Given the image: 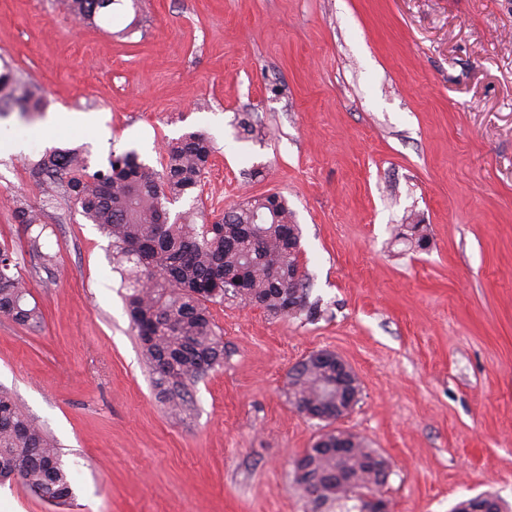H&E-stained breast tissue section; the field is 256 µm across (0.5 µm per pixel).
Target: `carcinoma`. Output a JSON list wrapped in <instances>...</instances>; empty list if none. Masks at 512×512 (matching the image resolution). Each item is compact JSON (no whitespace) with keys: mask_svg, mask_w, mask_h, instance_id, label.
I'll return each instance as SVG.
<instances>
[{"mask_svg":"<svg viewBox=\"0 0 512 512\" xmlns=\"http://www.w3.org/2000/svg\"><path fill=\"white\" fill-rule=\"evenodd\" d=\"M118 0H71L83 22L112 14ZM0 104L24 115L42 112L43 95L27 86L10 66L0 72ZM212 153L202 133H188L167 145L162 170L139 160L134 150L111 154L108 167L89 172L83 152L44 153L32 174L59 181L63 194L91 223L112 238L117 260L133 264L135 281L127 299L129 314L153 368L155 384L177 412L188 383L224 363V338L212 322L209 304L227 297L283 316H317L308 302L309 278L300 265V231L288 202L278 193L253 197L224 212L213 224L190 217L170 222L166 203L191 194ZM398 237L425 249L420 224H405ZM12 254L0 249V314L21 326L41 320L37 306L14 272ZM290 398L302 412L326 400L336 381L313 366L289 373ZM315 454L295 484L312 509L331 501L338 512H391L382 488L386 460L354 434L336 428L317 437ZM19 480L42 500L69 504L70 477L54 442L0 391V481Z\"/></svg>","mask_w":512,"mask_h":512,"instance_id":"1","label":"carcinoma"}]
</instances>
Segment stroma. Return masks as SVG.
Returning <instances> with one entry per match:
<instances>
[{"label":"stroma","mask_w":512,"mask_h":512,"mask_svg":"<svg viewBox=\"0 0 512 512\" xmlns=\"http://www.w3.org/2000/svg\"><path fill=\"white\" fill-rule=\"evenodd\" d=\"M3 61L48 105L0 114L29 140L0 157V247L42 314L0 317V391L57 442L75 499L8 482L0 512H307L292 462L324 424L289 373L320 350L358 375L339 425L388 460L391 512H512V0H121L81 24L62 0H0ZM63 111L101 126L49 124ZM191 132L213 152L170 219L280 193L322 314L211 305L224 364L175 416L110 238L31 165L77 147L94 170L130 149L156 168ZM411 216L426 249L395 236Z\"/></svg>","instance_id":"35a3bbf8"}]
</instances>
